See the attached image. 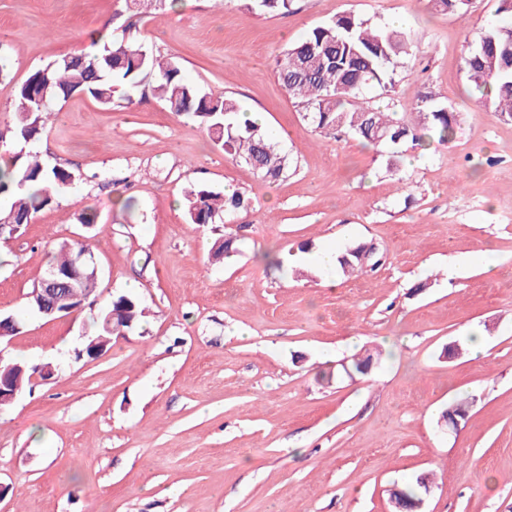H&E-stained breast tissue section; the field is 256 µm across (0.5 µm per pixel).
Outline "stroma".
I'll use <instances>...</instances> for the list:
<instances>
[{
    "label": "stroma",
    "instance_id": "1",
    "mask_svg": "<svg viewBox=\"0 0 512 512\" xmlns=\"http://www.w3.org/2000/svg\"><path fill=\"white\" fill-rule=\"evenodd\" d=\"M251 2L134 17L125 0H0V127L31 71L131 19L205 92L286 132L290 159L286 179L264 180L146 84L109 108L86 94L56 101L45 136L0 144V162L24 150L78 177L0 241V315L23 312L64 240L93 251L98 301L133 283L147 312L93 359L76 356L95 332L90 309L27 317L0 343L5 358L52 368L0 412V512H394L391 489L422 474L433 478L422 512H512V120L493 116L463 65L498 0H474L463 19L427 0H293L285 14ZM346 13L412 35L393 88L360 105L393 101L408 120L423 91L460 114L450 144L407 149L396 177L382 148L304 121L275 74L288 45ZM192 183L234 187L251 206L188 223ZM87 210L97 226L81 224ZM227 230L240 252L210 264ZM353 241L383 262L332 288L311 265L262 259ZM233 326L245 335H227ZM476 329L485 357H445ZM375 348L372 375H343ZM460 399L466 416L442 428Z\"/></svg>",
    "mask_w": 512,
    "mask_h": 512
}]
</instances>
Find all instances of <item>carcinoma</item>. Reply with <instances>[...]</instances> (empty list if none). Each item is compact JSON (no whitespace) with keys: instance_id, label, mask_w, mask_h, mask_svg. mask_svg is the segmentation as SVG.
Returning a JSON list of instances; mask_svg holds the SVG:
<instances>
[{"instance_id":"1","label":"carcinoma","mask_w":512,"mask_h":512,"mask_svg":"<svg viewBox=\"0 0 512 512\" xmlns=\"http://www.w3.org/2000/svg\"><path fill=\"white\" fill-rule=\"evenodd\" d=\"M436 10L457 16L468 14L471 0H429ZM409 35L374 26L353 14H344L312 29L300 42L285 49L276 61V74L289 94L299 99L303 119L320 131L344 132L359 141L388 148L386 167L401 171V147H428L448 143L459 114L446 106L431 105V96L419 97L420 111L411 121L392 119L387 113L357 103L368 88L386 90L398 77V58L406 52ZM467 77L486 98L493 116L512 120V23H492L478 44L464 59ZM151 78V91L168 111L187 116L207 129L224 152L255 170L261 177L279 180L288 175L290 160L263 125L245 118L238 103L213 95L188 81L174 60L162 61L127 25L122 36L91 52H74L55 63L32 72L16 89L13 118L0 128V142L39 140L45 133L44 114L52 102L76 93L90 95L104 107L115 102L116 93L130 104L144 78ZM73 173L63 165L48 166L37 157L17 154L0 169V238L15 236L56 197L70 188ZM250 200L235 190L228 194L206 186L190 185L184 194L185 215L191 224H214L228 214L248 208ZM237 238L230 232L216 239L210 259L221 263L237 253ZM89 250L81 242L62 241L48 268L62 275L70 273L80 252ZM381 258L363 243L348 244L338 256L345 275L375 268ZM97 277L84 274L60 304H88ZM144 317L138 297L119 294L95 317L96 335L85 345V354L110 344L112 337L135 329ZM373 364L372 355L342 366L348 377L365 375ZM38 365L5 360L0 376L7 375L12 388L21 392L37 373ZM429 477L421 475L399 488L398 498L405 512H419L421 494Z\"/></svg>"}]
</instances>
